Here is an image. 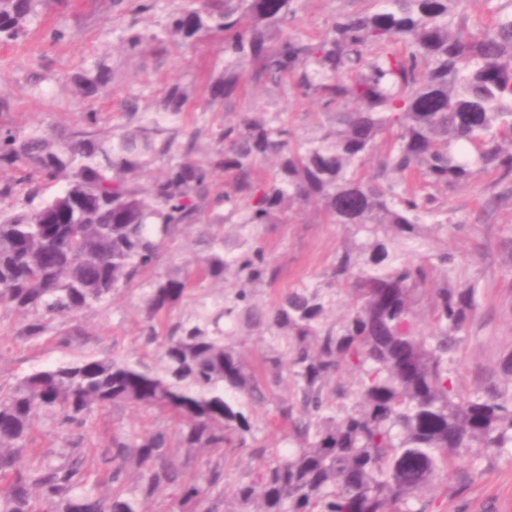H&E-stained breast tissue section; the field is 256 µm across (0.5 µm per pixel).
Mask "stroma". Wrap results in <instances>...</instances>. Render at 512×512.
Instances as JSON below:
<instances>
[{
  "mask_svg": "<svg viewBox=\"0 0 512 512\" xmlns=\"http://www.w3.org/2000/svg\"><path fill=\"white\" fill-rule=\"evenodd\" d=\"M135 3L123 0L117 6L112 0H46L23 36L0 42V98L7 102L0 111V124L22 133L49 129L65 140L84 128L85 112L93 111L98 133L109 136L121 132L128 122L120 110L121 100L135 99L140 111L152 112L164 92L178 85L188 93L187 127L199 130L201 146L210 149L219 124L272 100L263 90L255 89L231 106L206 109L207 75L224 66L220 36L204 33L191 44L167 40L150 43L137 53L128 52L121 37L129 25L149 33L160 30L168 13L180 7L182 0H157L155 9L143 13L136 12ZM362 7L361 0H299L294 25L304 33L319 35L337 16ZM98 59L112 71L113 92L90 101L78 93L75 79ZM272 101L299 133H310L322 119L312 99L287 93ZM500 191L489 176H480L447 192V225L421 227L424 253L454 254L450 281L472 284L479 290L480 306L456 368L467 391L498 380L501 359L512 354V252L507 249L512 242V199L490 214L482 212L483 202ZM204 234L222 236L232 245L239 227L179 226L164 240L160 260L145 273V280L193 272L203 252L200 237ZM253 238L278 270L272 284L253 290L254 302L263 307L289 289L324 286L337 254L355 242L351 226L320 223L312 207L295 223L260 226ZM146 317L144 291L134 285L68 323L65 338L51 334L32 342L21 334L23 316L0 306V391H9L20 378L40 367L77 357L157 359L158 351L144 346L141 339ZM293 390L294 380L286 375L277 386L266 389L264 400L245 405L252 434L263 439L274 454L287 452L291 445L287 428L277 418V408ZM170 424L166 415L155 410L98 409L84 431L82 451L89 456L98 454L113 428L119 426ZM423 496L430 502L429 512H512V456H486L476 471L455 467L440 474Z\"/></svg>",
  "mask_w": 512,
  "mask_h": 512,
  "instance_id": "stroma-1",
  "label": "stroma"
}]
</instances>
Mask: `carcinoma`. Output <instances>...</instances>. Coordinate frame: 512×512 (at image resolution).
<instances>
[{
  "label": "carcinoma",
  "mask_w": 512,
  "mask_h": 512,
  "mask_svg": "<svg viewBox=\"0 0 512 512\" xmlns=\"http://www.w3.org/2000/svg\"><path fill=\"white\" fill-rule=\"evenodd\" d=\"M298 0H185L157 34L130 26L129 51L166 38L184 44L222 35L224 68L207 79L209 104L230 103L257 86L292 91L320 104L325 120L303 135L273 111L245 112L218 127L221 148L197 157L198 133L167 135L187 103L170 87L160 111L127 105L129 127L112 138L0 127V163L19 176L0 183V199L27 187L23 205L0 212V304L26 317L23 335L42 339L51 322L76 319L129 288L160 259L163 239L181 224H290L320 206L326 224L372 234L336 257L325 288H296L260 308L242 288L194 319L168 322L204 281L234 270L270 283L259 246L233 253L224 238L203 239L196 278L149 284L141 336L160 356L56 363L0 391V512H147L171 489L167 512H219L229 479L226 456L249 449L256 468L236 481L224 512H428L423 489L444 470L512 449V393L491 384L465 392L455 377L477 289L438 281L448 253L417 256L420 226L448 223L441 191L492 175L512 183V0H486L487 19L470 25L464 0H375L319 36L290 28ZM43 0H0V38L14 40ZM101 62L78 77L90 100L110 92ZM376 158L372 169L365 161ZM157 159L162 175L136 180ZM274 163L266 173L261 164ZM229 183L211 195L210 175ZM65 178L62 192L37 201L40 184ZM224 208L211 216L206 209ZM389 225L393 236H378ZM348 293L339 321L329 320L332 289ZM425 301L430 330L418 325ZM243 321L287 338V349L246 365L224 343L223 324ZM296 396L279 416L300 446L267 459L251 435L244 402L264 399L283 371ZM358 375L348 392L343 373ZM351 398V405L337 403ZM157 410L176 425L115 429L99 458L80 452L72 432L96 409ZM49 423L62 447H33ZM186 455L210 453L200 477ZM103 471L111 493L89 485Z\"/></svg>",
  "instance_id": "obj_1"
}]
</instances>
